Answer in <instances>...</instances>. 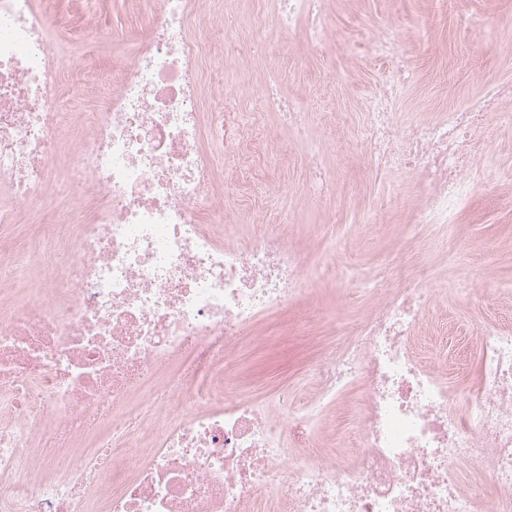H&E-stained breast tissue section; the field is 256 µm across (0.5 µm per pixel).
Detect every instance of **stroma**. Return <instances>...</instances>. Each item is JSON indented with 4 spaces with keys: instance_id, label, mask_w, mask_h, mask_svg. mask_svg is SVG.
I'll use <instances>...</instances> for the list:
<instances>
[{
    "instance_id": "1",
    "label": "stroma",
    "mask_w": 512,
    "mask_h": 512,
    "mask_svg": "<svg viewBox=\"0 0 512 512\" xmlns=\"http://www.w3.org/2000/svg\"><path fill=\"white\" fill-rule=\"evenodd\" d=\"M37 5L55 16L86 18L95 32L108 28V36L92 39L79 30L58 32L74 66L59 82L79 111H96L125 49L139 37L141 14L132 13L127 0H37ZM326 15L332 42L322 52L304 38L277 33L266 0H225L226 27L244 34L255 17L264 18L267 49L254 55L244 40L235 61L221 69L202 68L207 97L217 100L224 90L234 91L231 105L248 122L268 80L276 79L305 112L336 178L334 196L316 200L305 148L270 113L250 180H242L236 161L225 157L219 143L205 140V149L223 158L214 191L239 223L276 214L293 221V238L303 253L312 256L328 243L336 245L327 270L314 276L299 299L256 325L255 342L239 353L227 386L246 388L258 400L285 390L298 399L310 397L320 354L333 349L379 301L361 287V278L394 270L397 287L429 275L447 288L439 306L448 313L449 335L467 342L468 367L458 379L459 387H466L476 374L477 334L512 327V293L504 291L512 283V137L490 119L483 142L486 164L455 224L414 223L423 193L418 174L393 172L379 182L359 146L366 100L380 89L389 63L351 51L347 41L366 24L393 27L410 72L397 118L421 122L512 80V0H327ZM115 33L122 35L121 45H113ZM82 68L95 71L97 80L78 89L73 72ZM62 219L57 207L39 211L0 204V259L9 260L14 244L35 240L38 225ZM356 395L349 390L324 413L314 429L319 447H353L349 422Z\"/></svg>"
}]
</instances>
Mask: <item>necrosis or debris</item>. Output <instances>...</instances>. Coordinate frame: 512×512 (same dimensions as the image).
Masks as SVG:
<instances>
[{
	"label": "necrosis or debris",
	"mask_w": 512,
	"mask_h": 512,
	"mask_svg": "<svg viewBox=\"0 0 512 512\" xmlns=\"http://www.w3.org/2000/svg\"><path fill=\"white\" fill-rule=\"evenodd\" d=\"M323 3L270 0L280 32L314 43L327 35ZM153 4L112 95L67 118L54 19L36 0H0V191L37 204L60 150L72 159L66 220L39 227L50 248H16L19 265L51 269L50 283L0 270V512H512V331L479 334L457 410L447 372L417 349L436 282L389 289L320 359L307 413L227 391L250 331L327 257L303 255L284 223L241 231L214 196L203 126L228 152L246 132L235 113L204 111L208 42L188 34L192 0ZM365 41L392 67L366 104L363 149L381 172L420 176L416 223H454L488 116L512 101V83L401 128L391 102L407 67L386 31L368 29ZM262 108L309 145L312 188L326 198L335 180L304 113L273 88ZM354 387L356 447L304 454L310 418ZM291 430L301 449L283 446Z\"/></svg>",
	"instance_id": "necrosis-or-debris-1"
}]
</instances>
